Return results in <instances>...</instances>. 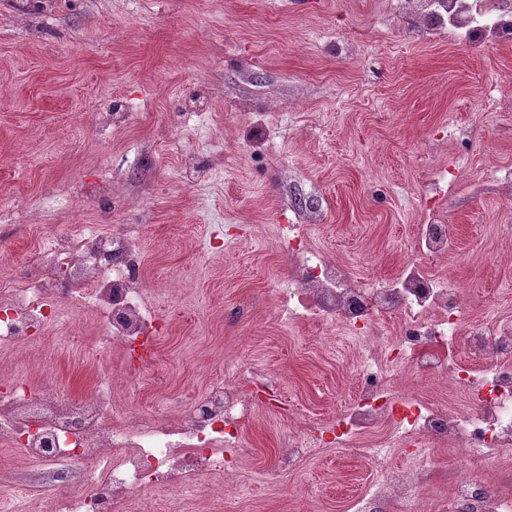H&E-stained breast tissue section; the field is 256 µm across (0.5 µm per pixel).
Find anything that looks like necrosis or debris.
Listing matches in <instances>:
<instances>
[{
    "label": "necrosis or debris",
    "instance_id": "4bbe7bcc",
    "mask_svg": "<svg viewBox=\"0 0 512 512\" xmlns=\"http://www.w3.org/2000/svg\"><path fill=\"white\" fill-rule=\"evenodd\" d=\"M407 12L425 19L440 13L450 34L472 33L512 41V13L488 10L485 0H406ZM281 240L296 273L279 292L289 322L318 317L358 349L352 376L356 395L332 428L301 423L281 438V462L291 467L320 449L361 440L373 475L352 503L353 512H382L386 503L422 504L426 479L440 447L461 449L468 459L501 470L512 458V325L475 321L455 280L433 274L427 259L455 245L451 225L432 210L420 225L401 277L363 285L345 264L313 248L299 225H283ZM138 231L102 235L85 229L54 239L43 257L44 274L9 289L0 310V348L14 346L57 316V290L95 312L112 340L148 344L162 326L141 286ZM256 389L244 396L236 380L214 382L177 419L135 416L112 406L111 384L100 380L89 397L70 399L51 389L11 383L0 391V443L22 448L58 475L84 471L89 493L71 494L48 512H129L136 494L197 487L221 477L240 453L242 425L279 384L257 368L246 371ZM445 378L464 407L398 397L392 384L405 375ZM408 451L407 467L391 463ZM448 512H512V499L480 488L462 473L452 484Z\"/></svg>",
    "mask_w": 512,
    "mask_h": 512
}]
</instances>
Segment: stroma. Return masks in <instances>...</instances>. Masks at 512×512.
<instances>
[{"label":"stroma","mask_w":512,"mask_h":512,"mask_svg":"<svg viewBox=\"0 0 512 512\" xmlns=\"http://www.w3.org/2000/svg\"><path fill=\"white\" fill-rule=\"evenodd\" d=\"M443 168L456 186L429 199ZM507 168L512 43L421 28L398 0H0V282L29 281L52 238L137 224L164 324L137 367L63 303L0 348V379L78 399L106 376L118 409L165 419L248 360L280 378L286 410L243 426L230 481L144 492L136 512H347L371 474L353 447L279 464L288 409L331 421L355 397L352 346L279 318V227L307 219L372 284L400 275L433 201L456 249L431 271L461 282L474 319L512 318ZM47 472L0 444V512L87 489Z\"/></svg>","instance_id":"35a3bbf8"}]
</instances>
